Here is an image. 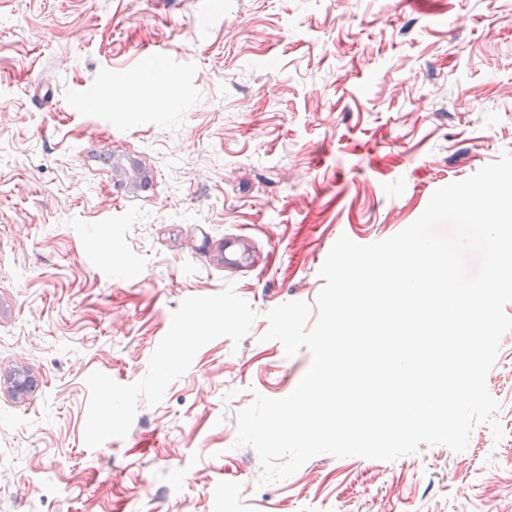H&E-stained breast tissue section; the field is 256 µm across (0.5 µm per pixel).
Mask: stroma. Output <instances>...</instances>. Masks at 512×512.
Segmentation results:
<instances>
[{"mask_svg":"<svg viewBox=\"0 0 512 512\" xmlns=\"http://www.w3.org/2000/svg\"><path fill=\"white\" fill-rule=\"evenodd\" d=\"M505 151L512 0H0V512H512L506 335L502 440L266 485L235 444L311 364L266 312Z\"/></svg>","mask_w":512,"mask_h":512,"instance_id":"35a3bbf8","label":"stroma"}]
</instances>
